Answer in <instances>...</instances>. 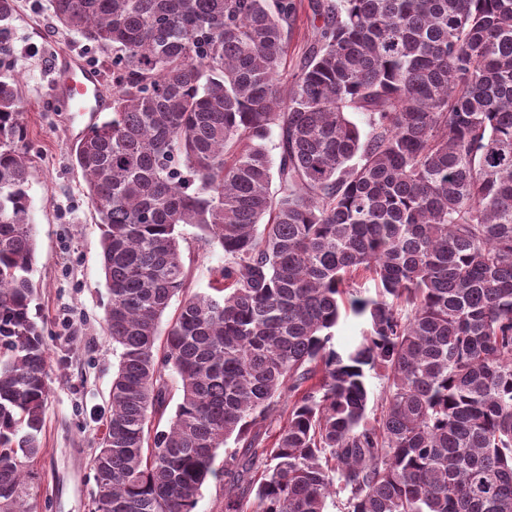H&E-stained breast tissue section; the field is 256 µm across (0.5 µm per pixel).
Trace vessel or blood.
<instances>
[{"instance_id": "vessel-or-blood-1", "label": "vessel or blood", "mask_w": 512, "mask_h": 512, "mask_svg": "<svg viewBox=\"0 0 512 512\" xmlns=\"http://www.w3.org/2000/svg\"><path fill=\"white\" fill-rule=\"evenodd\" d=\"M52 71L51 101L76 104L78 111L87 114L92 123L108 110V103L97 94V70L81 58L72 54L59 55L53 60Z\"/></svg>"}]
</instances>
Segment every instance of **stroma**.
I'll list each match as a JSON object with an SVG mask.
<instances>
[{"mask_svg":"<svg viewBox=\"0 0 512 512\" xmlns=\"http://www.w3.org/2000/svg\"><path fill=\"white\" fill-rule=\"evenodd\" d=\"M12 48L0 55V75L13 76L25 110L32 179L30 222L36 235L31 309L44 328L51 379L41 452L24 463L32 512H92L95 487L89 459L109 415L108 394L118 356L105 329L108 294L101 263L102 227L69 147L85 125L76 112L48 103L49 66L56 54L100 58L79 35L53 18L47 0H16ZM197 230L183 229L191 290L208 286L223 265L220 248L200 250Z\"/></svg>","mask_w":512,"mask_h":512,"instance_id":"35a3bbf8","label":"stroma"}]
</instances>
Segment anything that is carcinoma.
I'll list each match as a JSON object with an SVG mask.
<instances>
[{"mask_svg":"<svg viewBox=\"0 0 512 512\" xmlns=\"http://www.w3.org/2000/svg\"><path fill=\"white\" fill-rule=\"evenodd\" d=\"M48 2L112 69L70 147L119 350L94 512H194L230 439L222 512H512V0H310L287 85L301 0ZM22 109L0 77V512L50 391ZM186 225L224 265L160 350ZM302 1V9L300 11L298 20L296 22V26L291 36L290 45L288 49V58L286 62V71L288 75V80L291 79V75L296 71L297 66L300 63L301 57L306 51L309 42L308 34L311 30L310 28V11L308 9V1L309 0H301ZM365 322L349 311L343 312L335 328L333 343L336 348H344L356 341L362 334Z\"/></svg>","mask_w":512,"mask_h":512,"instance_id":"carcinoma-1","label":"carcinoma"}]
</instances>
